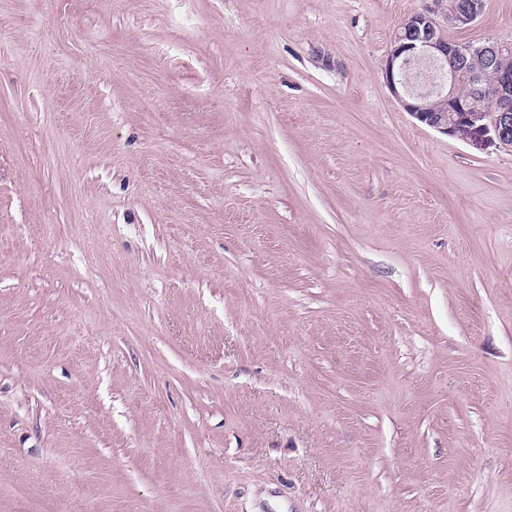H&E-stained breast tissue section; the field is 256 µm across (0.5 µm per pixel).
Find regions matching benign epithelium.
Here are the masks:
<instances>
[{
  "mask_svg": "<svg viewBox=\"0 0 512 512\" xmlns=\"http://www.w3.org/2000/svg\"><path fill=\"white\" fill-rule=\"evenodd\" d=\"M484 11V0L451 6L448 0H421V5L395 32L385 65V78L403 109L427 127L476 143L488 134L512 147V72L501 71L489 90L495 110L491 117L471 108L455 92L459 76L478 55L491 66L508 41L489 38L478 45L448 40L444 29L473 26ZM437 97L443 110L433 112L428 99Z\"/></svg>",
  "mask_w": 512,
  "mask_h": 512,
  "instance_id": "7a95c632",
  "label": "benign epithelium"
}]
</instances>
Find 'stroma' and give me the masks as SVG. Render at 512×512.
Listing matches in <instances>:
<instances>
[{"label": "stroma", "instance_id": "stroma-1", "mask_svg": "<svg viewBox=\"0 0 512 512\" xmlns=\"http://www.w3.org/2000/svg\"><path fill=\"white\" fill-rule=\"evenodd\" d=\"M419 6L0 0V512H512V148L390 93Z\"/></svg>", "mask_w": 512, "mask_h": 512}]
</instances>
